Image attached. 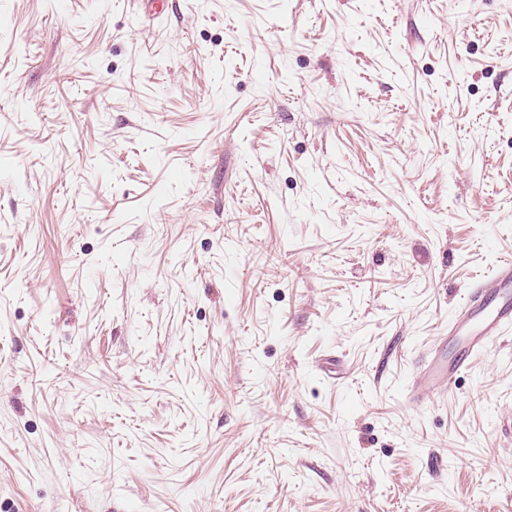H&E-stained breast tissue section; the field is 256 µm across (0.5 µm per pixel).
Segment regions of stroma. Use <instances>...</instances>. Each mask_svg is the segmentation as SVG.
Returning a JSON list of instances; mask_svg holds the SVG:
<instances>
[{"label":"stroma","instance_id":"obj_1","mask_svg":"<svg viewBox=\"0 0 512 512\" xmlns=\"http://www.w3.org/2000/svg\"><path fill=\"white\" fill-rule=\"evenodd\" d=\"M508 255L512 0H0V512H512ZM512 330V258L498 263L493 275L469 288L442 336L418 353L405 399L427 405L456 388L476 359ZM446 345L450 349L446 353Z\"/></svg>","mask_w":512,"mask_h":512}]
</instances>
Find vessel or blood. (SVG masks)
Returning a JSON list of instances; mask_svg holds the SVG:
<instances>
[{
    "label": "vessel or blood",
    "mask_w": 512,
    "mask_h": 512,
    "mask_svg": "<svg viewBox=\"0 0 512 512\" xmlns=\"http://www.w3.org/2000/svg\"><path fill=\"white\" fill-rule=\"evenodd\" d=\"M512 333V258L469 288L442 336L418 354L405 393L413 405L433 402L456 388L476 359Z\"/></svg>",
    "instance_id": "obj_1"
}]
</instances>
